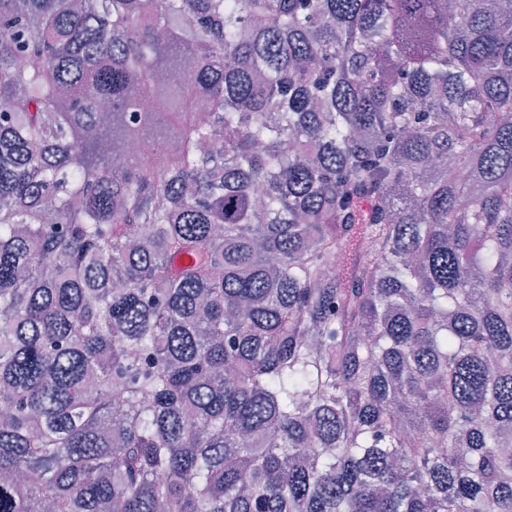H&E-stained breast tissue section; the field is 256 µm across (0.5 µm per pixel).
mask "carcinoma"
<instances>
[{"label":"carcinoma","mask_w":512,"mask_h":512,"mask_svg":"<svg viewBox=\"0 0 512 512\" xmlns=\"http://www.w3.org/2000/svg\"><path fill=\"white\" fill-rule=\"evenodd\" d=\"M0 408V512H512V0H0Z\"/></svg>","instance_id":"carcinoma-1"}]
</instances>
